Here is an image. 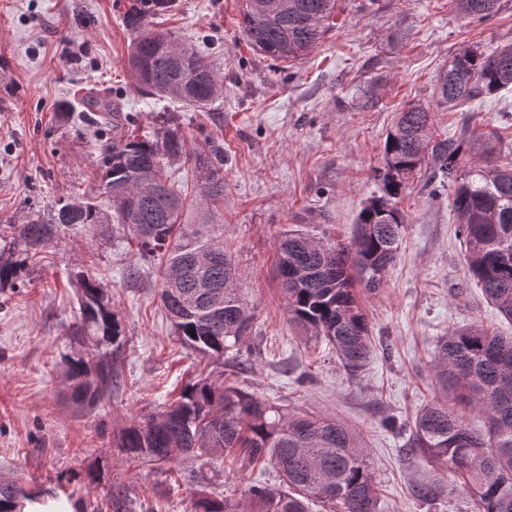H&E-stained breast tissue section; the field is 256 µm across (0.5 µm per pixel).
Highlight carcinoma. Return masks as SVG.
<instances>
[{
	"label": "carcinoma",
	"mask_w": 512,
	"mask_h": 512,
	"mask_svg": "<svg viewBox=\"0 0 512 512\" xmlns=\"http://www.w3.org/2000/svg\"><path fill=\"white\" fill-rule=\"evenodd\" d=\"M261 11L247 0L243 32L258 52L277 61L306 55L329 29L336 0H278ZM169 0H134L124 14L132 34L127 66L135 89L172 96L193 109L211 105L223 84L204 57L173 33L152 26L151 17ZM460 12L479 21L497 13L500 0H457ZM512 88V44L491 52L456 53L437 84L440 100L456 108ZM82 103L103 128L131 123L119 102L90 92ZM160 134H124L102 148L101 189L112 203L107 214L88 198L61 204L53 215L10 225L9 255L0 260V286L14 283L31 252L60 232L84 224H113L131 234L140 259H164L161 304L182 344L219 360L239 349L253 332L255 313L241 292V273L224 241L179 222L181 190L168 180L161 161L187 156L179 116L160 115ZM430 107L417 102L401 112L384 144L380 194L362 207L348 243L311 244L290 230L279 243L278 271L300 266L304 274L282 281L290 319L324 340L342 367L358 373L373 352V336L360 292L383 286L397 257L405 224L398 207L415 174L424 170L440 187L454 185L450 200L457 233L465 245L467 272L488 302L512 321V165L487 161L494 146L481 135L434 138ZM199 197L224 199V153L197 154ZM80 324L76 335L91 340L79 357H66L69 401L93 410L109 400L117 374L112 359L125 344L124 330L88 270L77 269ZM434 375L453 404H426L413 422L408 454L438 461L455 486L473 500L475 512H512V336L479 324L454 329L436 346ZM486 415L480 430L463 410ZM129 457L170 463L195 453L221 454L253 467H271L277 482L250 489L248 512H307L319 501L337 512H377L379 483L360 437L340 421L285 412L232 381L200 377L188 382L157 417L132 424L115 437ZM433 502L448 493L443 478L413 486ZM30 495L15 474H0V512H22ZM112 512H146L126 494L112 496ZM194 512H236L224 499L202 496Z\"/></svg>",
	"instance_id": "carcinoma-1"
}]
</instances>
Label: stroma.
<instances>
[{
	"label": "stroma",
	"instance_id": "1",
	"mask_svg": "<svg viewBox=\"0 0 512 512\" xmlns=\"http://www.w3.org/2000/svg\"><path fill=\"white\" fill-rule=\"evenodd\" d=\"M131 2L0 0V225L47 217L76 195L106 204L100 149L113 134L81 119L83 93L118 98L137 136L153 131L159 113H177L191 149L224 151V200L210 222L239 265L255 310L252 336L240 356L196 355L160 305L157 270L139 262L122 231L62 232L28 262L17 287L0 288V469L23 476L36 496L32 512H76L79 503L110 512L118 492L145 500L149 512H190L203 494L247 512L251 486L275 482L273 470L217 454L159 466L112 445L119 429L162 413L203 373L358 433L382 488L379 512H473L458 489L432 503L415 497L413 482L443 471L406 454L416 413L442 396L432 369L438 339L472 323L512 335L468 275L450 188L430 198L418 175L402 197L403 241L383 288L363 299L375 347L355 376L291 321L278 245L290 230L350 241L364 203L379 193L386 136L410 103L430 106L434 135L493 136L496 163H512V89L460 109L436 94L455 53L512 44V0L482 22L455 0H336L331 29L293 62L249 45L246 0H174L157 24L202 50L223 81L203 112L130 90L123 16ZM63 102L74 110L67 120ZM84 261L93 262L126 344L109 402L79 412L66 401L63 358L83 349L69 276Z\"/></svg>",
	"mask_w": 512,
	"mask_h": 512
}]
</instances>
